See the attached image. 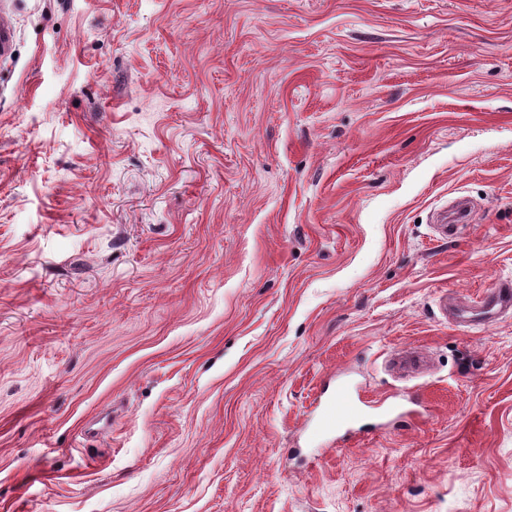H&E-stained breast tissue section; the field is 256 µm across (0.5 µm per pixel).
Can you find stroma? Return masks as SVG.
Wrapping results in <instances>:
<instances>
[{"label": "stroma", "mask_w": 512, "mask_h": 512, "mask_svg": "<svg viewBox=\"0 0 512 512\" xmlns=\"http://www.w3.org/2000/svg\"><path fill=\"white\" fill-rule=\"evenodd\" d=\"M5 2L0 512H512V0ZM480 314L497 318L512 309V282L494 281L483 292L478 305ZM387 399L377 401H366L360 395L357 387H353L349 382L343 379H336L335 391L330 394L321 405L319 418L322 419V424L326 429H330L333 425L343 434L338 437L350 436L354 429L353 427H345L348 423L346 417L357 419L360 416V405H363L374 412L377 416H383L390 413L392 410H398L397 416L405 419L410 418L412 411L402 410L401 406L386 404ZM335 406L339 409L340 413L335 415Z\"/></svg>", "instance_id": "1"}]
</instances>
